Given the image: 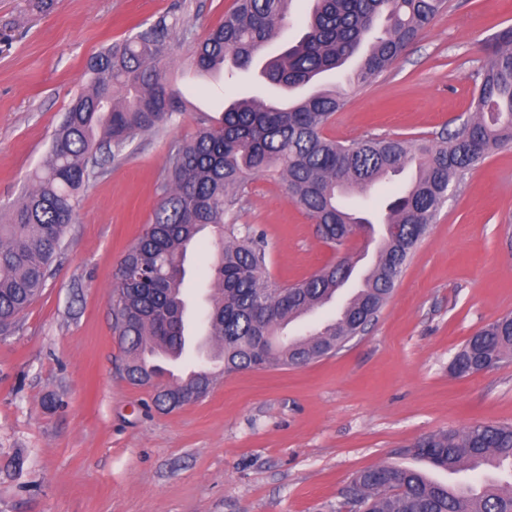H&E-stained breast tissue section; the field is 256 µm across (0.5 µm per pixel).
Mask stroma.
<instances>
[{
  "mask_svg": "<svg viewBox=\"0 0 512 512\" xmlns=\"http://www.w3.org/2000/svg\"><path fill=\"white\" fill-rule=\"evenodd\" d=\"M232 3L0 0V216L44 162L92 56L173 11L204 38ZM510 25L512 0H447L376 82L349 92L326 135L437 139L461 128L488 42ZM171 45L168 79L185 112L136 137L81 191L52 277L0 339V512H336L367 468L412 467L447 482L406 447L473 423L512 425V363L464 378L449 369L470 336L512 313V145L451 191L376 320L339 354L237 372L163 412L151 389L123 375L113 273L152 219L169 145L194 136L198 114L220 117L245 94L281 96L259 67L233 82L205 77L188 66L181 34ZM239 221L263 235L278 282L334 256L278 175L251 180ZM209 244L201 237L186 263L195 323L210 292L199 254Z\"/></svg>",
  "mask_w": 512,
  "mask_h": 512,
  "instance_id": "35a3bbf8",
  "label": "stroma"
}]
</instances>
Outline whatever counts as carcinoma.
<instances>
[{
    "label": "carcinoma",
    "instance_id": "cac0c4a2",
    "mask_svg": "<svg viewBox=\"0 0 512 512\" xmlns=\"http://www.w3.org/2000/svg\"><path fill=\"white\" fill-rule=\"evenodd\" d=\"M292 3L233 0L204 39L191 41V65L209 73L224 69L229 60L227 79H236L286 27ZM445 6L446 0H310L299 37L263 63V77L290 93L359 53L346 80L348 87L362 88L383 74ZM179 26L177 14L161 15L89 60L90 90L73 100L31 188L0 224L1 336L13 332L41 295L75 220L79 191L96 178L102 160H119L136 137L167 127L185 111L166 78L168 43ZM477 79L475 118L439 140L330 139L323 130L345 104L344 94L335 89L286 104L237 98L224 105L219 122L201 117L193 139L170 146L152 221L113 274V329L127 380L152 388L162 410L177 404L187 387L197 386L203 396L212 388L207 368L172 384L149 358L157 349L176 355L185 351L187 253L207 228L214 233L215 293L204 323L219 343L223 373L309 364L338 354L362 334L435 222L451 185L493 150L512 143V26L494 37ZM412 165L415 178L380 216L390 232L380 235L375 263L336 320L303 336L284 334L288 325L331 302L351 280L355 263L346 254L295 283L272 281L264 240L237 223L252 178L279 174L289 198L339 252L359 225L372 223L348 200L368 196ZM510 360L512 313L470 337L451 369L468 377ZM411 453L450 473L485 467L512 474V426L475 423L439 432L419 441ZM346 505L352 512H512V491L498 479L478 488L451 487L418 469L383 465L352 478Z\"/></svg>",
    "mask_w": 512,
    "mask_h": 512
}]
</instances>
